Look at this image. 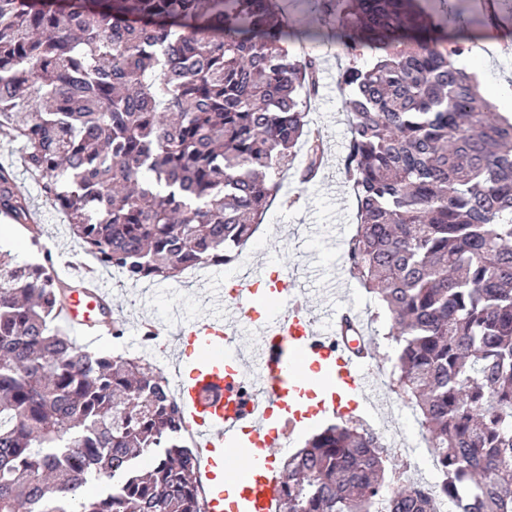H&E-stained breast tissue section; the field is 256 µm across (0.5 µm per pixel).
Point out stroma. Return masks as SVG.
<instances>
[{"mask_svg": "<svg viewBox=\"0 0 512 512\" xmlns=\"http://www.w3.org/2000/svg\"><path fill=\"white\" fill-rule=\"evenodd\" d=\"M469 24L466 33L471 52L467 57L483 95L497 112L512 116V0H455ZM348 62L344 53L321 59L328 83L321 86L309 113L312 129L322 131L326 155L330 160L326 178L302 185L294 177H285L275 200L263 215L257 231L244 247L249 258L270 254L285 267L298 268L301 281L314 298L316 313L333 305L330 291L336 276L334 262L344 250L347 238L355 231L356 200L348 187L340 160L348 143L347 113L336 82L339 71ZM0 166L11 168L20 190L30 199L39 217L43 244L51 253L66 256L70 265L82 264L80 248L70 241L62 213L46 200L38 183L25 172L21 146L0 131ZM343 225L342 238L328 243L324 235L335 225ZM112 291V303L124 320V337L110 340L106 348L113 354H134L139 345L135 328L144 321L169 322L172 315L191 318L204 313L214 298L208 285L191 288L166 280L149 286H122L115 278L104 279Z\"/></svg>", "mask_w": 512, "mask_h": 512, "instance_id": "1", "label": "stroma"}]
</instances>
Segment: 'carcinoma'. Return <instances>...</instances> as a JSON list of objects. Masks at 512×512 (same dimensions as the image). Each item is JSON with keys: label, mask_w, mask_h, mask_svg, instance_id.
I'll use <instances>...</instances> for the list:
<instances>
[{"label": "carcinoma", "mask_w": 512, "mask_h": 512, "mask_svg": "<svg viewBox=\"0 0 512 512\" xmlns=\"http://www.w3.org/2000/svg\"><path fill=\"white\" fill-rule=\"evenodd\" d=\"M316 2L352 58L345 260L388 320L392 389L462 512H512V119L457 66L449 0ZM293 40L280 0H0V128L102 268L177 279L239 255L299 152L303 181L322 166L319 59ZM0 211L42 247L1 168ZM51 261L0 249V512H207L166 376L55 326ZM395 456L331 423L283 460L276 512H435Z\"/></svg>", "instance_id": "obj_1"}]
</instances>
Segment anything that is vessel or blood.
<instances>
[{
  "instance_id": "1",
  "label": "vessel or blood",
  "mask_w": 512,
  "mask_h": 512,
  "mask_svg": "<svg viewBox=\"0 0 512 512\" xmlns=\"http://www.w3.org/2000/svg\"><path fill=\"white\" fill-rule=\"evenodd\" d=\"M269 259L215 309L183 321L180 341L195 352L175 399L197 449L208 512H274L282 486L275 451L296 428L330 413L346 417L377 396L375 359L358 312L342 303L313 312L295 271L273 272ZM58 313L84 336H108L119 319L99 278L63 277ZM251 381L252 397L241 384Z\"/></svg>"
}]
</instances>
